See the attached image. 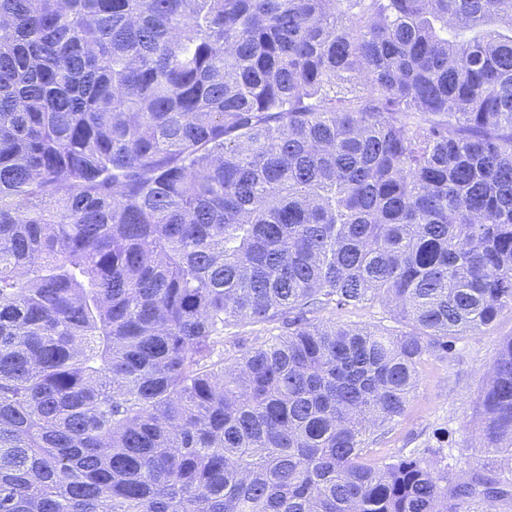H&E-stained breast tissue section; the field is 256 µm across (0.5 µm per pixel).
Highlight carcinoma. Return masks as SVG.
I'll return each mask as SVG.
<instances>
[{
	"label": "carcinoma",
	"mask_w": 512,
	"mask_h": 512,
	"mask_svg": "<svg viewBox=\"0 0 512 512\" xmlns=\"http://www.w3.org/2000/svg\"><path fill=\"white\" fill-rule=\"evenodd\" d=\"M505 312L512 0H0V512L512 509V336L367 460ZM336 322L342 323H359V324H383L387 326H399L391 318L392 313L387 308L376 306L371 309H349L336 311V315L332 316ZM507 336H512L510 313L502 314L493 329L458 340L447 359L430 357L405 415L370 445L372 458L410 456L429 443L443 445L442 465L456 475L468 473L477 461L484 463L476 405L499 343Z\"/></svg>",
	"instance_id": "1"
}]
</instances>
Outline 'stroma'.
<instances>
[{"instance_id":"35a3bbf8","label":"stroma","mask_w":512,"mask_h":512,"mask_svg":"<svg viewBox=\"0 0 512 512\" xmlns=\"http://www.w3.org/2000/svg\"><path fill=\"white\" fill-rule=\"evenodd\" d=\"M508 336H512V314L505 313L493 329L458 340L447 359L429 358L405 415L372 444V458L408 456L439 442L444 462L454 474H466L485 461L476 405L499 343Z\"/></svg>"}]
</instances>
